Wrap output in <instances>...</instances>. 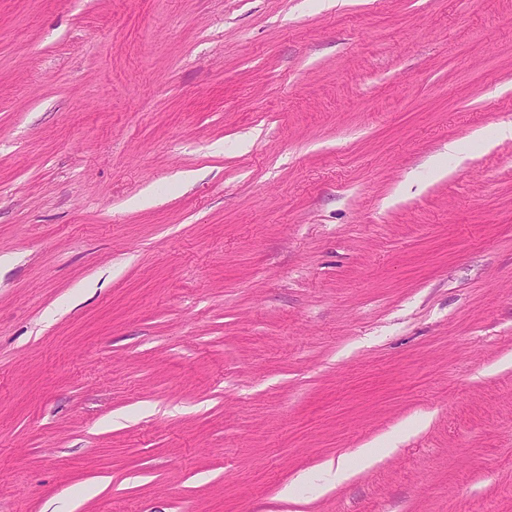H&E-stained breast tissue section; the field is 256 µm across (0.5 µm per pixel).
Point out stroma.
Returning a JSON list of instances; mask_svg holds the SVG:
<instances>
[{"label":"stroma","mask_w":512,"mask_h":512,"mask_svg":"<svg viewBox=\"0 0 512 512\" xmlns=\"http://www.w3.org/2000/svg\"><path fill=\"white\" fill-rule=\"evenodd\" d=\"M506 122L512 0H0V512H512ZM394 440L385 438L369 448H359L351 456L341 458L336 464V469L331 465L328 475L331 483L342 482L350 475L354 461H358L364 467L371 466L382 455L390 454L395 450Z\"/></svg>","instance_id":"35a3bbf8"}]
</instances>
